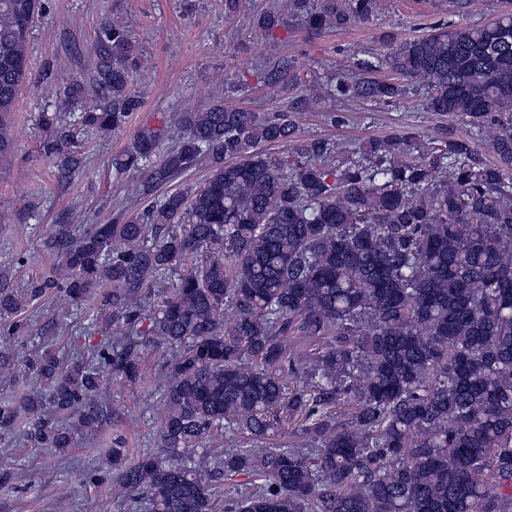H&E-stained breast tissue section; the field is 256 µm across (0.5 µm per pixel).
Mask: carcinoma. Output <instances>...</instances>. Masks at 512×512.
Here are the masks:
<instances>
[{
  "label": "carcinoma",
  "instance_id": "carcinoma-1",
  "mask_svg": "<svg viewBox=\"0 0 512 512\" xmlns=\"http://www.w3.org/2000/svg\"><path fill=\"white\" fill-rule=\"evenodd\" d=\"M493 22L438 25L337 82L352 108L389 103L404 82L423 107L464 115L500 159L471 140L391 137L368 144L296 138L293 111L218 101L181 112V133L147 126L116 171L143 173V211L82 236L56 224L50 273L0 288V315L48 293L105 342L17 362L0 347V444L64 455L79 430L112 415L104 374L135 383L161 352L165 383L156 447L120 439L108 475L130 512H512V0ZM379 0H287L311 29L363 21ZM42 0H0V162L28 70ZM269 38L284 26L267 11ZM93 85L62 95L73 111L38 113L42 152L61 153L66 125L91 135L143 106L126 25L92 40ZM390 69L404 82L370 73ZM287 62L263 82L289 78ZM286 144L273 158L260 145ZM204 168V182L159 188ZM301 421L268 441L281 415Z\"/></svg>",
  "mask_w": 512,
  "mask_h": 512
}]
</instances>
